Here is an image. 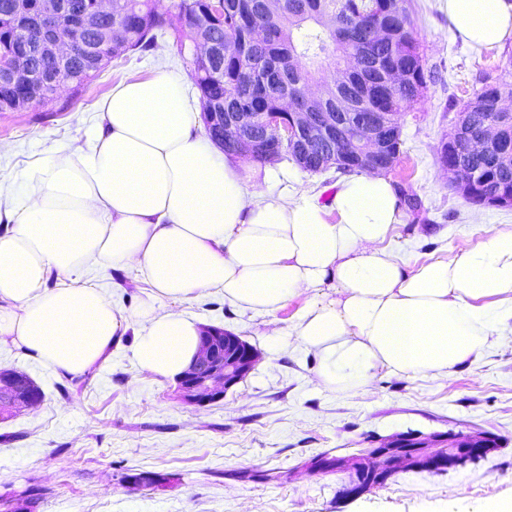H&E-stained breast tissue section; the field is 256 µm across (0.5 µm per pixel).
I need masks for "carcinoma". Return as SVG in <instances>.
<instances>
[{
    "label": "carcinoma",
    "instance_id": "carcinoma-1",
    "mask_svg": "<svg viewBox=\"0 0 512 512\" xmlns=\"http://www.w3.org/2000/svg\"><path fill=\"white\" fill-rule=\"evenodd\" d=\"M126 39L103 50L105 26L85 31L66 26L60 36L75 46V56L65 64L35 51L39 28L31 23L21 30L13 22L12 0H0V56L31 49L30 66L37 82L0 79V111L14 110L18 101L35 99L46 107L57 101L56 84L65 81L77 94L114 58L153 47L156 32L170 29L179 52H184L185 32L202 28L221 42L232 33L239 46L236 56L217 57L210 66L191 69L190 78L204 112L303 111V90L320 82V66L331 59L336 75L353 85L360 107L339 116L337 122L355 131L366 112L388 116L386 134L395 148L381 162L396 163L399 156L401 117L424 96L427 76L408 0H282L270 13L264 0H224V16L212 18L206 0H181L176 11H162L157 0H125ZM382 27L388 41L369 40ZM307 60L308 65L301 64ZM397 72L401 82L385 76ZM503 97L512 98V72L488 77L464 106L463 123L473 134L481 132L497 112ZM468 164L478 172L476 186L461 195L474 203L506 208L505 192L512 189V159L495 147L472 156Z\"/></svg>",
    "mask_w": 512,
    "mask_h": 512
}]
</instances>
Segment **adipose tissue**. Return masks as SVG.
Returning <instances> with one entry per match:
<instances>
[{"label":"adipose tissue","mask_w":512,"mask_h":512,"mask_svg":"<svg viewBox=\"0 0 512 512\" xmlns=\"http://www.w3.org/2000/svg\"><path fill=\"white\" fill-rule=\"evenodd\" d=\"M445 4L465 42L512 39V0ZM198 113L176 76L126 80L93 131L29 162L0 236V346L79 376L133 324L139 368L174 379L198 352L201 324L158 302L209 288L267 316L271 336L283 333L278 312L301 300L291 332L318 359L317 385L335 392L371 385L380 370L446 378L495 343L496 322L512 317L511 228L410 266L386 245L400 210L383 175L349 176L326 204L271 193L278 172L199 136ZM99 261L142 274L134 309L94 286H45L52 272Z\"/></svg>","instance_id":"1"}]
</instances>
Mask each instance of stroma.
Returning <instances> with one entry per match:
<instances>
[{"instance_id": "1", "label": "stroma", "mask_w": 512, "mask_h": 512, "mask_svg": "<svg viewBox=\"0 0 512 512\" xmlns=\"http://www.w3.org/2000/svg\"><path fill=\"white\" fill-rule=\"evenodd\" d=\"M425 60L427 90L404 112L401 153L388 179L422 202L402 212L390 249L409 264L462 253L488 231L512 228V208L471 203L456 193L438 160L457 114L485 76L512 70V43L486 50L455 36L443 0H409ZM189 54L170 33L155 47L112 61L78 96L43 108L0 112V189L20 186L23 167L49 156L99 120V102L123 80L166 72L184 76ZM285 185L328 200L343 174L278 161ZM83 284L132 309L145 289L136 270L91 267ZM161 310L186 312L202 325L232 331L260 354L254 369L220 402H184L176 383L141 372L131 357L133 332L110 360L79 378L0 346V369L28 374L41 403L0 421V512L37 496L32 512H499L512 504V319L497 343L458 367L452 379L378 371L371 386L346 393L317 386L313 353L295 337L267 336L266 317L244 313L211 288ZM462 433L493 443L481 457L441 470L414 466L384 484L352 492L346 466L322 471L320 457H352L397 435ZM164 477L146 485L143 474Z\"/></svg>"}]
</instances>
